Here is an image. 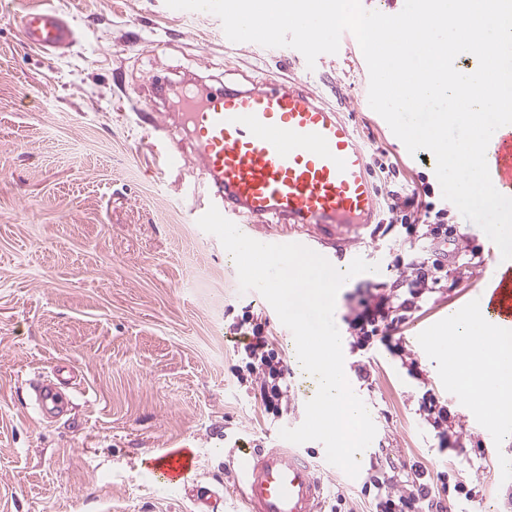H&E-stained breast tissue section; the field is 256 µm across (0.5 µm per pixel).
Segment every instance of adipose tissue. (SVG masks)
I'll use <instances>...</instances> for the list:
<instances>
[{"instance_id":"1","label":"adipose tissue","mask_w":512,"mask_h":512,"mask_svg":"<svg viewBox=\"0 0 512 512\" xmlns=\"http://www.w3.org/2000/svg\"><path fill=\"white\" fill-rule=\"evenodd\" d=\"M448 340L438 341L439 353L475 356L482 363L481 372L461 371L460 387L479 394L484 409L504 417L512 416V333L501 328H485L477 321L450 318L446 327ZM491 373L493 382H485L484 373Z\"/></svg>"}]
</instances>
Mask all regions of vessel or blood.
Wrapping results in <instances>:
<instances>
[{"label": "vessel or blood", "instance_id": "b4317fda", "mask_svg": "<svg viewBox=\"0 0 512 512\" xmlns=\"http://www.w3.org/2000/svg\"><path fill=\"white\" fill-rule=\"evenodd\" d=\"M26 43L58 52L72 45L75 28L57 11H27ZM188 143H174L164 166L195 158L205 195L190 209L199 219L209 207L235 224L275 222L309 229L299 242L324 245L326 259L351 264L352 245L363 242L376 220L377 195L364 150L339 112L316 104L294 83L251 88L201 87L180 115ZM486 160L493 186L512 197V124L498 128ZM469 316L512 330V260L496 261L472 300ZM42 414L62 413L66 400L55 383L37 385ZM247 512H321L324 485L308 457L295 448H243L235 458ZM193 459L168 451L154 461L156 476L181 483Z\"/></svg>", "mask_w": 512, "mask_h": 512}]
</instances>
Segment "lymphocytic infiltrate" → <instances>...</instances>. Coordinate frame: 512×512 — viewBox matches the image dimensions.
<instances>
[{
	"mask_svg": "<svg viewBox=\"0 0 512 512\" xmlns=\"http://www.w3.org/2000/svg\"><path fill=\"white\" fill-rule=\"evenodd\" d=\"M373 174L389 189L384 198L387 216L375 232L402 237L411 251L404 267L406 276L397 278L388 291L367 293L349 322L356 347L365 349L381 343L391 354L399 356L404 348L396 334L423 295L440 285L448 271V254L444 247L448 238L460 234L447 207L435 199L427 175H420L417 186L409 188L396 182V163L375 157ZM269 321L251 309H244L233 324L242 335L241 364L235 373L239 382L249 384L259 397L265 413L276 417L288 411V381L291 372L277 339L268 331ZM370 497L372 512H446V498L456 493L473 498L474 492L465 482L454 486H434L427 469L420 462L396 463L389 453H381L367 471L361 488Z\"/></svg>",
	"mask_w": 512,
	"mask_h": 512,
	"instance_id": "1",
	"label": "lymphocytic infiltrate"
}]
</instances>
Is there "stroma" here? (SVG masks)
<instances>
[{"instance_id": "stroma-1", "label": "stroma", "mask_w": 512, "mask_h": 512, "mask_svg": "<svg viewBox=\"0 0 512 512\" xmlns=\"http://www.w3.org/2000/svg\"><path fill=\"white\" fill-rule=\"evenodd\" d=\"M59 10L79 30L66 53H43L20 37L32 7ZM173 86L288 80L343 113L366 152L385 151L404 183L417 181L418 156L404 150L368 103L369 71L357 39L344 32L338 53L307 66L291 47H228L219 19L172 13L165 0H0V512H195L204 487L227 499L217 512H245L226 452L233 443L280 444L299 426L305 402L288 394V413L267 416L233 374L230 329L243 307L267 317L294 383L304 377L292 333L267 300L241 291L220 240L188 221L186 171L158 165L156 136L186 133L177 106L160 99L154 120L141 117L147 76ZM495 244L476 224L448 248V276L424 295L410 326L435 324L466 301L492 266ZM379 277L349 278L336 298L338 324L351 319L358 290L385 289L402 249L389 239L358 248ZM344 367L370 363L369 381L351 384L373 415L377 441L400 461L417 460L432 478L475 487L447 512H512V473L493 458L512 456V437L490 443L484 416L474 425L456 380L433 351L382 345L364 351L344 339ZM414 360L420 371L411 376ZM74 367L65 415L45 418L34 387ZM457 425L441 437L419 409L426 390ZM188 448L193 466L181 485L156 478L161 451ZM329 490L352 497L359 482L324 468L325 447L302 444Z\"/></svg>"}]
</instances>
